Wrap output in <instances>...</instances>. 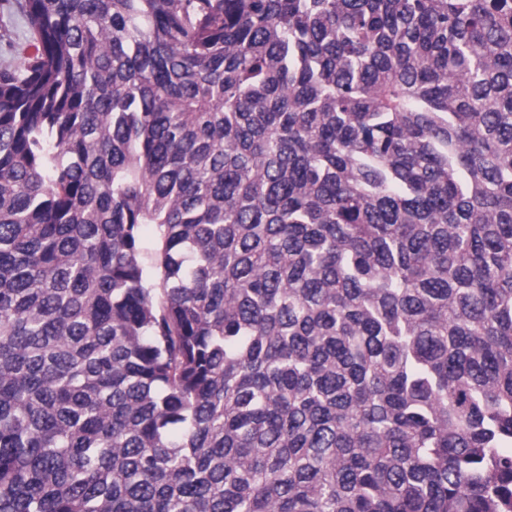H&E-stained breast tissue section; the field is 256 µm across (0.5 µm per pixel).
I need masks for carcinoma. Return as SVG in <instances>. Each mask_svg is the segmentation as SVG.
<instances>
[{
  "mask_svg": "<svg viewBox=\"0 0 512 512\" xmlns=\"http://www.w3.org/2000/svg\"><path fill=\"white\" fill-rule=\"evenodd\" d=\"M0 512H512V0H0Z\"/></svg>",
  "mask_w": 512,
  "mask_h": 512,
  "instance_id": "1",
  "label": "carcinoma"
}]
</instances>
